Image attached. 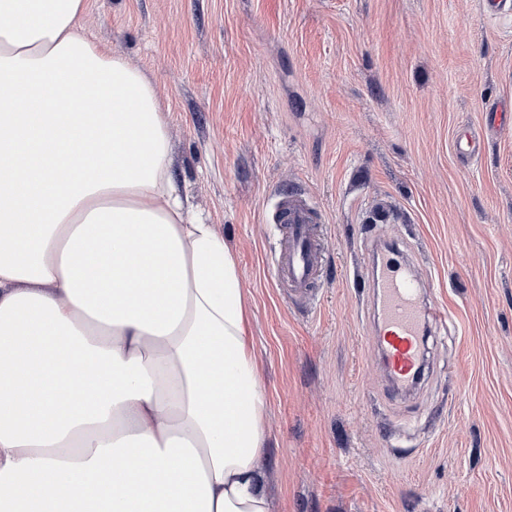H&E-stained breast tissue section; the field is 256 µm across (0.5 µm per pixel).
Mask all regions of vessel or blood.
<instances>
[{"label": "vessel or blood", "mask_w": 512, "mask_h": 512, "mask_svg": "<svg viewBox=\"0 0 512 512\" xmlns=\"http://www.w3.org/2000/svg\"><path fill=\"white\" fill-rule=\"evenodd\" d=\"M274 221L284 225L285 231L272 279L277 285L287 286L290 296L308 298L322 268L316 210L308 199L284 193L277 201ZM376 286L383 326L380 339L386 348L391 377L399 386H414L423 364V326L447 327L448 309L421 302L413 272L392 257L381 260Z\"/></svg>", "instance_id": "1"}]
</instances>
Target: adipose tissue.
I'll return each instance as SVG.
<instances>
[{
  "label": "adipose tissue",
  "mask_w": 512,
  "mask_h": 512,
  "mask_svg": "<svg viewBox=\"0 0 512 512\" xmlns=\"http://www.w3.org/2000/svg\"><path fill=\"white\" fill-rule=\"evenodd\" d=\"M87 0H0V512H270L238 263Z\"/></svg>",
  "instance_id": "adipose-tissue-1"
}]
</instances>
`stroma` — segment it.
I'll list each match as a JSON object with an SVG mask.
<instances>
[{"label":"stroma","instance_id":"obj_1","mask_svg":"<svg viewBox=\"0 0 512 512\" xmlns=\"http://www.w3.org/2000/svg\"><path fill=\"white\" fill-rule=\"evenodd\" d=\"M85 35L153 79L175 176L236 254L268 393L272 512H512V17L478 0H89ZM318 213L322 272L266 273L283 192ZM393 248L446 305L420 384L377 342Z\"/></svg>","mask_w":512,"mask_h":512}]
</instances>
